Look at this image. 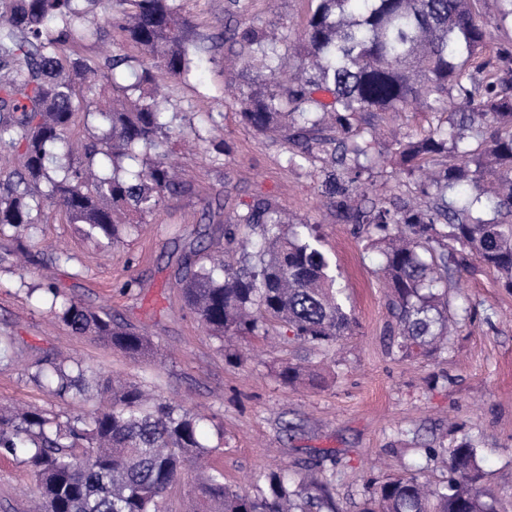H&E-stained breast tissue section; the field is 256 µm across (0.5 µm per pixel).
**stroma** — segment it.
Listing matches in <instances>:
<instances>
[{
  "instance_id": "obj_1",
  "label": "stroma",
  "mask_w": 512,
  "mask_h": 512,
  "mask_svg": "<svg viewBox=\"0 0 512 512\" xmlns=\"http://www.w3.org/2000/svg\"><path fill=\"white\" fill-rule=\"evenodd\" d=\"M180 4L188 20L185 34L200 48L202 62L189 79L162 78L158 92L182 131L168 147V161L179 168L184 190L108 250L68 223L48 198L39 235L45 263H54L60 251L70 257L69 263H54L62 294L146 332L153 351L135 364L119 349L73 334L30 293L43 280L42 265L9 257L0 264V339L12 341L0 359V407L66 410L29 375L45 355L75 359L101 377L144 384L173 405L205 414L207 463L223 470L233 487H248L259 471H295L310 459L333 456L324 474L336 512H362L369 487L390 477L418 473L435 483L447 480V468L428 460L424 450L467 437L477 446L481 484L493 493L497 512H512V289L494 270L471 262L451 290L454 305L472 302L471 316L458 321L447 349L427 359L392 354L380 252L367 247L324 197L321 161L288 167L292 144L256 133L240 116L244 95L276 87L260 65L245 68L240 46L224 39L225 29L254 22L276 29L283 45H290L307 24L311 0H240L233 12L228 0ZM76 47L101 63L115 53L136 65L147 61L116 29ZM446 118L443 112H366L356 126L375 128L376 148L388 156L393 130L418 134ZM215 121L223 128L220 152L210 144ZM415 187V180L387 166L349 189L359 201L406 199ZM260 199L290 222L315 225L319 247L358 321L354 334L336 347V366L323 368L317 385L281 383V364L316 363L323 356L280 327L265 337L235 340L246 361L228 362L223 342L185 306L178 288L191 248L205 246L212 257L239 261L225 230ZM197 483L196 470L187 469L168 490L163 512H212ZM34 490L24 458L0 456V512H28Z\"/></svg>"
}]
</instances>
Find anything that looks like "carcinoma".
I'll return each instance as SVG.
<instances>
[{"mask_svg": "<svg viewBox=\"0 0 512 512\" xmlns=\"http://www.w3.org/2000/svg\"><path fill=\"white\" fill-rule=\"evenodd\" d=\"M98 0H0V166L20 168L0 183V235L33 264L41 263L27 239L42 221L40 200H55L89 238L114 245L135 225L131 215H152L182 182L158 152L176 130L154 89L165 75L187 78L201 62L185 38L187 20L177 0H112L109 26L120 29L149 56L135 67L112 55L105 78L112 100H96L100 67L65 53L75 22ZM486 0H317L297 52L296 71L278 53V38L247 25L232 38L261 53L267 76L282 92L241 99L244 123L259 134L285 137L298 123L301 149L291 168H303L334 128L350 181L386 158L376 135L347 142L352 120L364 112L416 106L448 113V128L394 141L402 173L412 177L427 159L432 175L418 195L377 196L353 204L348 190L325 182L330 203L362 225L369 246L384 257L382 272L394 320L391 344L403 358H428L448 344L455 322L448 288L475 260L512 288V43L493 45L479 16ZM311 63L318 80L306 75ZM104 126L87 140L72 139L79 113ZM472 188L463 194L458 186ZM493 215L485 217L486 207ZM237 223L261 227L258 251L240 241L245 263L185 256L180 288L187 307L216 336H258L280 324L303 344L329 348L352 335L356 321L336 287L310 224H288L269 201L259 200ZM41 291L60 322L94 336L138 361L151 340L61 294L46 279ZM278 376L290 385L321 379L315 369L284 363ZM34 383L61 399L85 400L95 384L102 404L91 413L62 415L30 406L0 410V455L22 454L39 490L37 512H159L171 485L207 448L201 417L149 396L136 385L105 381L75 360L47 356L36 362ZM449 462L453 478L432 484L418 475L375 487L363 512H495L493 496L479 487L475 445L463 437L425 450ZM293 478L288 471H258L246 489L204 475L201 491L219 512H323L328 486L316 469Z\"/></svg>", "mask_w": 512, "mask_h": 512, "instance_id": "obj_1", "label": "carcinoma"}]
</instances>
